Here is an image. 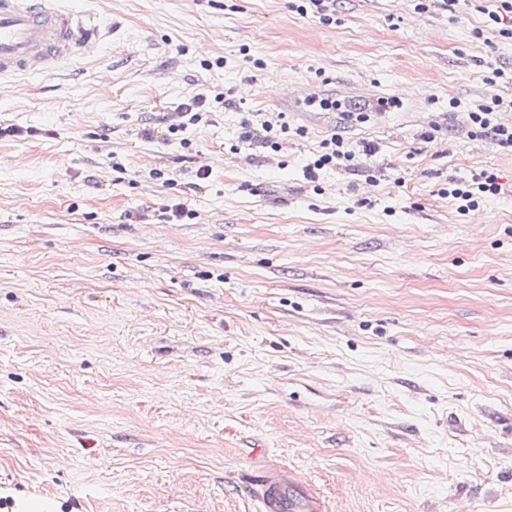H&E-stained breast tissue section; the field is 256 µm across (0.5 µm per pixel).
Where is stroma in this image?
Here are the masks:
<instances>
[{
    "label": "stroma",
    "mask_w": 512,
    "mask_h": 512,
    "mask_svg": "<svg viewBox=\"0 0 512 512\" xmlns=\"http://www.w3.org/2000/svg\"><path fill=\"white\" fill-rule=\"evenodd\" d=\"M67 4L98 51L0 81V499L256 512L275 464L326 512H512V152L468 118L512 98L493 0ZM198 93L230 104L166 140ZM280 112L303 135L241 142ZM338 125L356 167L308 180ZM481 172L500 194L459 213ZM493 174L480 173L473 175L471 183L466 181H453L448 187V197L457 204V211L465 213L478 203L480 197L488 194L496 195L501 191V186L496 182Z\"/></svg>",
    "instance_id": "stroma-1"
}]
</instances>
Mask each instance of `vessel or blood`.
Here are the masks:
<instances>
[{
  "mask_svg": "<svg viewBox=\"0 0 512 512\" xmlns=\"http://www.w3.org/2000/svg\"><path fill=\"white\" fill-rule=\"evenodd\" d=\"M101 26L61 0H0V78L51 72L98 48ZM260 512H322L321 500L295 471L260 467L249 480Z\"/></svg>",
  "mask_w": 512,
  "mask_h": 512,
  "instance_id": "1",
  "label": "vessel or blood"
}]
</instances>
